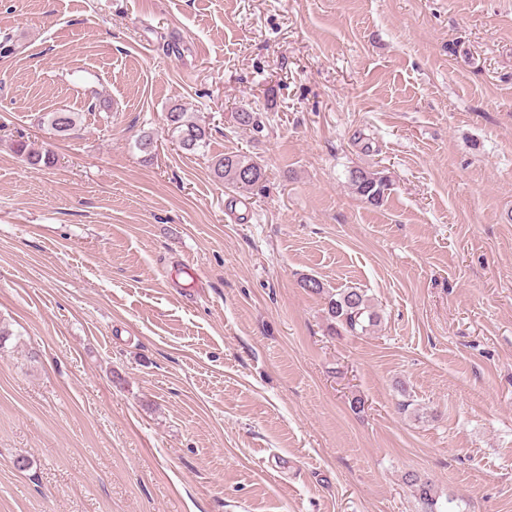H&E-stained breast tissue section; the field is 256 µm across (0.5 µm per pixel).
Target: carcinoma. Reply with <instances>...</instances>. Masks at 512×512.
Instances as JSON below:
<instances>
[{
	"instance_id": "carcinoma-1",
	"label": "carcinoma",
	"mask_w": 512,
	"mask_h": 512,
	"mask_svg": "<svg viewBox=\"0 0 512 512\" xmlns=\"http://www.w3.org/2000/svg\"><path fill=\"white\" fill-rule=\"evenodd\" d=\"M77 119L78 113L62 109L49 113L47 123L55 132L65 133L74 128ZM166 120L172 132L176 133L180 149L195 153L206 145L208 129L187 119L182 109H170ZM15 151L34 169L48 168L55 164L53 154L48 151L31 150L22 141L15 143ZM212 168L216 177L235 189L253 187L265 177V170L261 164L245 154L227 153L216 159L212 163ZM246 175L252 177L248 183L243 181ZM349 182L354 193L365 202L378 206L384 201L387 182L379 173L356 168L350 171ZM303 287L312 293L326 295L332 333L339 335L344 331L355 336L377 325L378 315L374 311L371 299L361 289L340 288L332 293L324 288L321 281L312 277L303 279ZM405 481L412 488L414 496L429 509V512H438V499L431 481L414 473L405 475Z\"/></svg>"
}]
</instances>
